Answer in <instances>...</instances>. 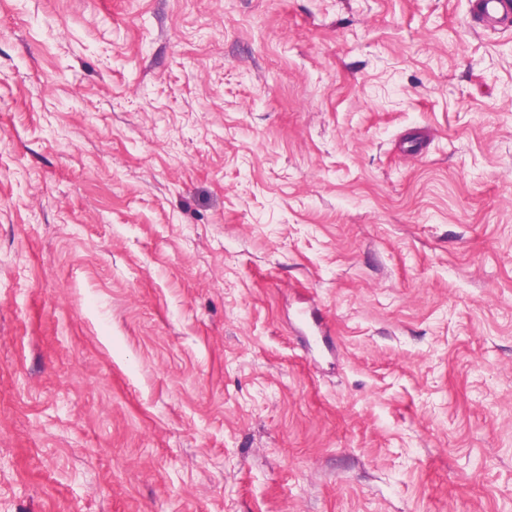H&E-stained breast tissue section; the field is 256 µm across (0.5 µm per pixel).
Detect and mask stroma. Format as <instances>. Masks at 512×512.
I'll return each mask as SVG.
<instances>
[{
	"label": "stroma",
	"instance_id": "stroma-1",
	"mask_svg": "<svg viewBox=\"0 0 512 512\" xmlns=\"http://www.w3.org/2000/svg\"><path fill=\"white\" fill-rule=\"evenodd\" d=\"M0 512H512V29L0 0Z\"/></svg>",
	"mask_w": 512,
	"mask_h": 512
}]
</instances>
